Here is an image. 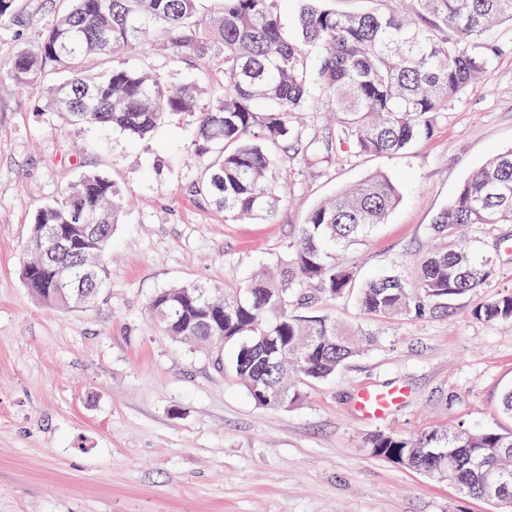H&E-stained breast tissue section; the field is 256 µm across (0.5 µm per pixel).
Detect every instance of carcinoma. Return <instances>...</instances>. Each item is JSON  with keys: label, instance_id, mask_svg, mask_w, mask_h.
Wrapping results in <instances>:
<instances>
[{"label": "carcinoma", "instance_id": "cac0c4a2", "mask_svg": "<svg viewBox=\"0 0 512 512\" xmlns=\"http://www.w3.org/2000/svg\"><path fill=\"white\" fill-rule=\"evenodd\" d=\"M68 2L35 48L12 58L8 80L68 124L112 128L136 141L172 114L194 117L190 152L203 175L188 191L236 221L275 215L290 159L314 167L351 155H392L428 137L496 54L483 35L512 23V0H413L407 14L390 5L342 14L330 0H299L291 33L281 21L286 0H207L205 7L202 0ZM129 51L209 61L224 82L203 96L196 84L127 66L122 57ZM319 101L336 123L324 138L309 139L298 116ZM120 196L108 177L84 171L37 212L21 276L43 304L63 309L96 298L121 219ZM402 198L398 183L373 173L315 206L275 267L230 288L163 289L151 313L181 342L215 349L239 342L235 370L254 402L268 406L277 390L291 405L301 397L299 384L335 375L361 350L362 338L304 313L319 296L352 297L373 319L423 317L489 283L492 260L466 238L477 225L512 224V148L491 155L429 225L440 244L420 261L414 284L388 273L357 283L342 253L385 223ZM49 229L61 248L50 249ZM473 316L511 323L512 293L495 295ZM367 447L394 463L426 448L432 460L418 457L416 465L449 474L462 493L477 496L496 478L512 495V434L439 429L414 439L380 432Z\"/></svg>", "mask_w": 512, "mask_h": 512}]
</instances>
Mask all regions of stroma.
Segmentation results:
<instances>
[{"label":"stroma","instance_id":"1","mask_svg":"<svg viewBox=\"0 0 512 512\" xmlns=\"http://www.w3.org/2000/svg\"><path fill=\"white\" fill-rule=\"evenodd\" d=\"M65 6L18 0L0 25V73ZM487 37L500 53L429 138L316 172L291 160L273 219L242 224L186 191L201 172L187 152L191 117L171 116L134 142L66 124L39 112L36 96L0 86V512H499L373 456L366 439L436 427L512 433L500 411L512 388V323L472 314L512 291V224L471 229L495 273L445 312L373 321L353 298L320 297L313 314L376 339L335 376L303 384L285 408L254 403L232 367L235 343L194 350L163 336L149 309L161 289L238 285L274 265L319 201L376 171L401 185L403 199L345 258L362 279L389 270L414 280L437 214L493 151L512 147V24ZM124 61L177 84L222 81L208 63L160 52ZM82 170L121 188L124 217L107 286L86 306L50 308L26 288L21 266L36 211ZM367 386L398 387L403 398L368 419L355 406Z\"/></svg>","mask_w":512,"mask_h":512}]
</instances>
